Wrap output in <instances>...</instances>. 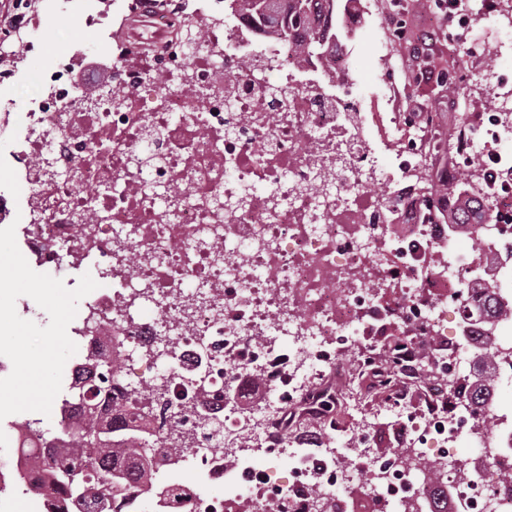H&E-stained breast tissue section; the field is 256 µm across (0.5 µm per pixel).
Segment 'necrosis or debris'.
Returning a JSON list of instances; mask_svg holds the SVG:
<instances>
[{
    "mask_svg": "<svg viewBox=\"0 0 512 512\" xmlns=\"http://www.w3.org/2000/svg\"><path fill=\"white\" fill-rule=\"evenodd\" d=\"M119 8L144 26L113 40L111 84L80 85L63 62L38 74L11 153L25 192L0 193V212L20 208L40 267L90 258L112 279L85 317V349L118 358L125 387L163 389L170 407L150 423L196 477L155 472L185 490L182 512H431L438 487L453 512H512L498 482L512 471V409L487 435L445 384L479 342L497 351L496 384L512 383V318L485 326L478 290L493 283L512 304V81L479 75L488 106L450 144L433 113L402 110L413 83L386 80L382 108L362 111L344 41L301 57L231 0ZM445 152L479 166L481 249L460 248L463 231L427 194L421 159ZM377 184L400 201L373 195ZM348 344L357 374L384 385L372 417L405 453L375 452L364 428L327 416L348 398V378L332 374ZM231 363L266 387L245 417L226 390ZM188 372L208 380L203 400ZM311 415L326 428L314 449L288 434ZM464 440L477 457L460 455ZM258 456L267 469L253 468Z\"/></svg>",
    "mask_w": 512,
    "mask_h": 512,
    "instance_id": "4bbe7bcc",
    "label": "necrosis or debris"
}]
</instances>
